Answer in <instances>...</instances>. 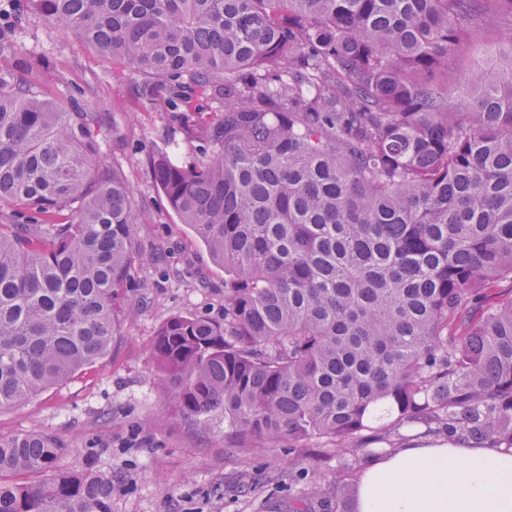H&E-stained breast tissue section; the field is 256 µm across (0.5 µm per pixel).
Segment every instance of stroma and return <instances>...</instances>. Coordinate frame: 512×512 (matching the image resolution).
Returning a JSON list of instances; mask_svg holds the SVG:
<instances>
[{
    "instance_id": "obj_1",
    "label": "stroma",
    "mask_w": 512,
    "mask_h": 512,
    "mask_svg": "<svg viewBox=\"0 0 512 512\" xmlns=\"http://www.w3.org/2000/svg\"><path fill=\"white\" fill-rule=\"evenodd\" d=\"M13 50L0 55V80L34 85L49 98L75 99L101 114L98 141L108 167L122 173L138 213L131 316L112 350L92 369L20 408L0 410V435L49 434L66 446L58 465L112 475V512H336L338 485L355 486L358 469L335 449L287 442L242 448L184 416L162 388L153 342L174 315H224V270L181 224L153 179L154 156L169 133L143 108L142 83L116 80L112 67L41 13L7 10Z\"/></svg>"
}]
</instances>
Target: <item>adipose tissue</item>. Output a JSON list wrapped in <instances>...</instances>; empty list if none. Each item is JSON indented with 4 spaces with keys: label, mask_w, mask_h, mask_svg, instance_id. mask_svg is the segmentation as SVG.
<instances>
[{
    "label": "adipose tissue",
    "mask_w": 512,
    "mask_h": 512,
    "mask_svg": "<svg viewBox=\"0 0 512 512\" xmlns=\"http://www.w3.org/2000/svg\"><path fill=\"white\" fill-rule=\"evenodd\" d=\"M358 512H512V448L424 435L376 452Z\"/></svg>",
    "instance_id": "ef3b65f1"
}]
</instances>
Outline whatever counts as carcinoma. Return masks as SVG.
<instances>
[{
	"label": "carcinoma",
	"mask_w": 512,
	"mask_h": 512,
	"mask_svg": "<svg viewBox=\"0 0 512 512\" xmlns=\"http://www.w3.org/2000/svg\"><path fill=\"white\" fill-rule=\"evenodd\" d=\"M30 3L198 143L153 160L224 268V318L156 334L182 414L353 461L410 423L512 448V0ZM487 18L507 34L450 112L448 58ZM2 205L51 230L0 224V409L108 354L137 223L89 107L0 81ZM63 451L0 435V512H112V473Z\"/></svg>",
	"instance_id": "carcinoma-1"
}]
</instances>
